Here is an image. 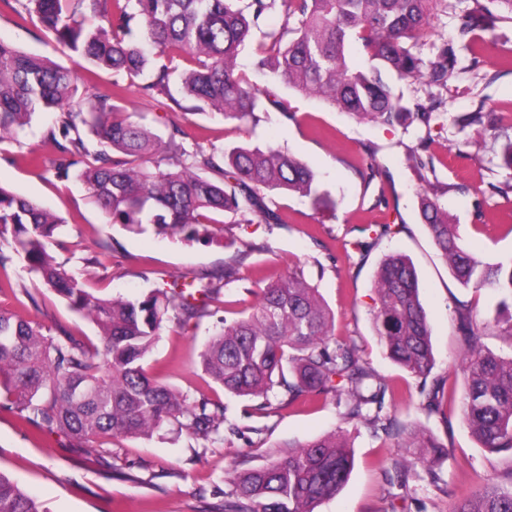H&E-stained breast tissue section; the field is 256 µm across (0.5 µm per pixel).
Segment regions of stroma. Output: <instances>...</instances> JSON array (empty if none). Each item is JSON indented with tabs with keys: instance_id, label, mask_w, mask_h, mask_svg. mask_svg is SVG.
I'll return each mask as SVG.
<instances>
[{
	"instance_id": "1",
	"label": "stroma",
	"mask_w": 512,
	"mask_h": 512,
	"mask_svg": "<svg viewBox=\"0 0 512 512\" xmlns=\"http://www.w3.org/2000/svg\"><path fill=\"white\" fill-rule=\"evenodd\" d=\"M467 4L432 0L430 31L413 43L427 62L454 42L457 81L446 88L424 78L395 82L406 105L432 108L426 126L359 121L260 72L257 48L266 33L280 30L283 18L277 12L240 47L237 63L252 83L274 90L285 107L264 106L247 123L185 109L168 96L147 95L140 84L124 80L116 86L111 75L100 74L97 87L118 89L133 120L162 140L201 150L218 163L225 149L243 143L273 146L306 162L331 203L319 206L294 194L264 192L266 206L281 218L277 224L258 219L248 224L242 214L228 212L223 223L209 225L195 239L159 234L150 226L130 231L108 223L79 181L56 177L64 157L44 138L52 117L34 121L20 141L0 142V186L65 220L66 233L48 250L91 290L142 296L186 272L232 271L220 304L187 324L168 323L145 367L176 388L204 395L236 427L215 443L172 430L149 439H115L104 446L117 465L112 472L85 454L83 441L36 429L0 407L1 472L46 512H224L227 472L263 465L281 447L310 442L342 425L354 447V468L344 489L319 512H453L461 495L488 480L512 477V452H486L460 422L464 344L457 310L471 306L485 346L507 355L512 340L495 322L500 297L462 287L452 277L420 218L416 197L422 184L430 183L468 245L493 261L512 257V168L501 156L512 139V20H499L491 31L460 33L456 15ZM0 40L67 68L80 62L1 0ZM476 111L484 115L480 126L457 124V117ZM32 154L38 165L28 163ZM394 251L416 268L431 328L435 365L424 380L394 364L373 330L378 300L372 281L381 260ZM0 254L6 258L0 281L12 284L0 292V311L37 321L47 335L65 331L98 345L95 325L41 287L10 242H0ZM291 272L318 287L334 316L336 339L355 346L392 387L383 413L395 419L399 432L377 435L343 424L342 409L330 396L293 403L282 395L267 402L236 397L203 374L199 353L218 321L246 316L260 287ZM414 427L431 431L450 454L431 475L409 464L408 478L401 481L395 466L407 462L404 432Z\"/></svg>"
}]
</instances>
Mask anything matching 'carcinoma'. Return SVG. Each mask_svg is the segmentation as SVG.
I'll list each match as a JSON object with an SVG mask.
<instances>
[{
    "label": "carcinoma",
    "mask_w": 512,
    "mask_h": 512,
    "mask_svg": "<svg viewBox=\"0 0 512 512\" xmlns=\"http://www.w3.org/2000/svg\"><path fill=\"white\" fill-rule=\"evenodd\" d=\"M31 20L99 72L130 79L148 75V94L171 95V84L198 111L215 110L243 122L262 106V92L237 70L239 47L273 11L282 28L258 46V69L302 94H315L358 119L387 126L428 122L422 107L403 104L391 83L426 77L446 86L457 58L446 45L429 65L408 41L427 29L430 0H15ZM459 15L461 33L488 30L497 16L482 0ZM140 18L134 31L131 21ZM361 45L364 63L349 46ZM190 68L181 70L177 61ZM85 74L23 53L0 41V140L45 112L59 114L47 141L70 158L63 179L74 176L110 224H154L192 237L227 210L278 216L261 192L286 190L320 205L312 168L279 149L236 146L224 166L174 143L164 144L130 120L110 93L79 92ZM210 168L216 181L199 173ZM423 222L456 281L501 296V334L512 339V259L492 262L469 250L459 225L448 217L431 188L417 192ZM64 221L33 200L0 186V241L11 239L29 273L98 328L90 349L67 332L57 339L39 324L0 313V405L26 423L56 429L95 443L102 438H150L166 427L208 439L224 415L207 398L191 396L150 375L144 367L161 330L175 320L203 316L222 285L204 277L176 276L172 287L140 297L99 295L68 274L47 251ZM375 336L389 359L416 378L434 366L431 332L410 259L387 255L375 279ZM465 341L462 373L467 393L461 419L480 447L512 450V354L486 348L473 325V310L460 313ZM205 374L225 391L268 398L274 387L290 398L331 395L345 400V419L388 431L381 411L389 386L360 362L358 350L332 332V315L318 289L290 273L260 289L248 316L217 329L199 355ZM291 375L286 380L285 374ZM416 459L433 464L450 454L428 430L408 432ZM354 466L350 444L337 429L300 449L251 469L228 473L224 512H316L347 484ZM0 512H44L38 500L0 471ZM453 512H512V478L488 481L461 499Z\"/></svg>",
    "instance_id": "obj_1"
}]
</instances>
